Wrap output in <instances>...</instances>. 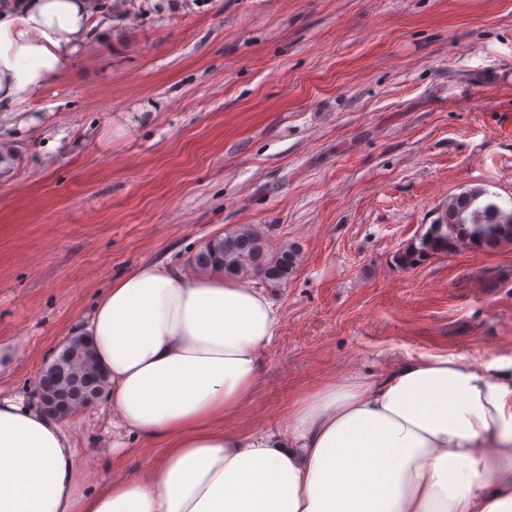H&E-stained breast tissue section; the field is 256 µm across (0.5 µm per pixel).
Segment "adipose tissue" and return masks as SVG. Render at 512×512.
<instances>
[{
  "mask_svg": "<svg viewBox=\"0 0 512 512\" xmlns=\"http://www.w3.org/2000/svg\"><path fill=\"white\" fill-rule=\"evenodd\" d=\"M95 0H0V106L55 82ZM276 302L144 262L82 321L113 427L156 440L145 474L88 489L64 419L0 394V512H512V361L401 353L304 396L286 432L226 427L261 372Z\"/></svg>",
  "mask_w": 512,
  "mask_h": 512,
  "instance_id": "ef3b65f1",
  "label": "adipose tissue"
}]
</instances>
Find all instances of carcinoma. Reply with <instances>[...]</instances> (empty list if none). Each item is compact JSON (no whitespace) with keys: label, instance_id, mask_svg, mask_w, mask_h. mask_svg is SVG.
Returning <instances> with one entry per match:
<instances>
[{"label":"carcinoma","instance_id":"cac0c4a2","mask_svg":"<svg viewBox=\"0 0 512 512\" xmlns=\"http://www.w3.org/2000/svg\"><path fill=\"white\" fill-rule=\"evenodd\" d=\"M503 242H512V203L478 187L452 197L433 224L398 252L396 260L411 268L460 243L492 248ZM297 262L298 253L290 247L270 255L267 240L249 225L210 241L195 259L202 270L219 269L237 277L256 274L276 281L288 279ZM62 356L64 372L46 367L38 386L45 394L66 398V410L71 414L101 397L108 386L107 374L93 359L89 343L72 341Z\"/></svg>","mask_w":512,"mask_h":512}]
</instances>
